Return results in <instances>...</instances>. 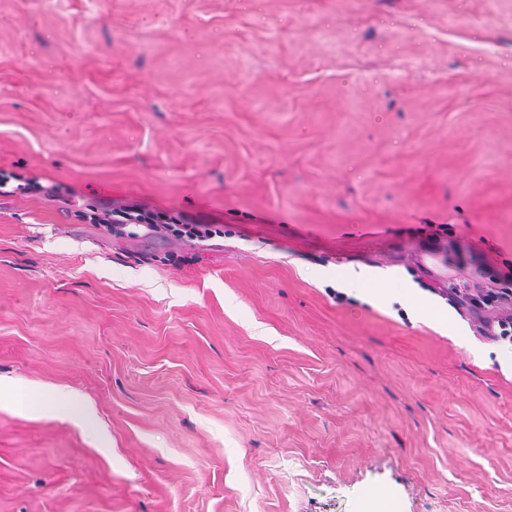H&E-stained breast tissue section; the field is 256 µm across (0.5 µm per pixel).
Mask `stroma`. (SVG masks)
Listing matches in <instances>:
<instances>
[{
    "mask_svg": "<svg viewBox=\"0 0 512 512\" xmlns=\"http://www.w3.org/2000/svg\"><path fill=\"white\" fill-rule=\"evenodd\" d=\"M0 172V512H512V0H0ZM100 214L93 213L89 216L90 223L103 224L116 235H124L126 226H143L148 231L147 234L172 236L194 244L209 240L217 233L208 224H193L184 216L173 217L165 212L143 215L140 210L133 208L105 206ZM471 305L472 311L478 316L480 322V325L477 327L478 331L492 339L504 340L509 338L512 340V316L510 314L501 318L490 319L483 317L479 311L481 308L488 309L492 307L484 299L472 302ZM30 396L35 401L53 404L67 420L83 428H89L93 423L91 406L75 395H68L63 389L34 388Z\"/></svg>",
    "mask_w": 512,
    "mask_h": 512,
    "instance_id": "1",
    "label": "stroma"
}]
</instances>
